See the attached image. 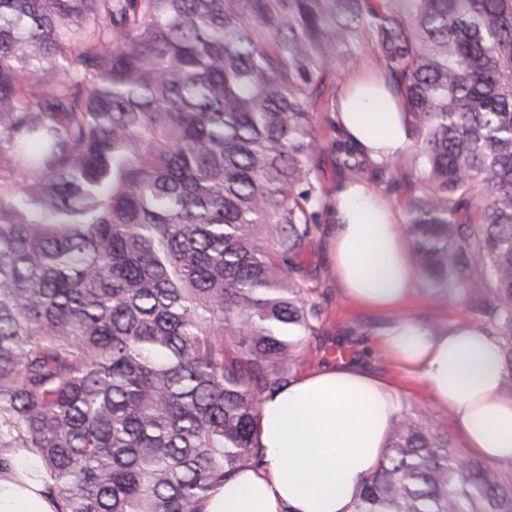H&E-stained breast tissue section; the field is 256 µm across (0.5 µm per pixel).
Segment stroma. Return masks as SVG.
Listing matches in <instances>:
<instances>
[{
	"label": "stroma",
	"instance_id": "1",
	"mask_svg": "<svg viewBox=\"0 0 512 512\" xmlns=\"http://www.w3.org/2000/svg\"><path fill=\"white\" fill-rule=\"evenodd\" d=\"M336 114L332 104H324L314 113L313 123L318 130L321 151L319 160L323 169L321 181L324 195H331L338 182L346 179V172L336 166L333 143L340 133L335 130ZM318 231L305 257V287L313 295L325 298L328 318L319 336L306 339L292 368L293 375L327 365L346 361L391 380L399 399L407 407L425 408L434 424L447 431L457 450H464V442L447 409L437 406L430 397L427 385L409 378L402 369L385 356L379 348L383 332L394 316L361 307L347 300L336 281L331 252V233L334 224L330 210L320 211ZM408 315L420 322L444 329L457 323L473 322L474 316L466 306L456 282H448L441 291H434L423 275H416L414 296L406 308Z\"/></svg>",
	"mask_w": 512,
	"mask_h": 512
}]
</instances>
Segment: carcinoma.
<instances>
[{"mask_svg":"<svg viewBox=\"0 0 512 512\" xmlns=\"http://www.w3.org/2000/svg\"><path fill=\"white\" fill-rule=\"evenodd\" d=\"M356 46L415 149L411 252L512 375V0H0V477L56 512H200L327 317L311 109ZM336 166H364L348 140ZM352 512H512L401 409Z\"/></svg>","mask_w":512,"mask_h":512,"instance_id":"carcinoma-1","label":"carcinoma"}]
</instances>
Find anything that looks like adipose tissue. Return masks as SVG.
Masks as SVG:
<instances>
[{"label":"adipose tissue","mask_w":512,"mask_h":512,"mask_svg":"<svg viewBox=\"0 0 512 512\" xmlns=\"http://www.w3.org/2000/svg\"><path fill=\"white\" fill-rule=\"evenodd\" d=\"M337 120L376 162L406 152L404 116L370 77L352 80ZM331 248L344 296L395 313L380 338L407 374L424 379L448 410L468 451L512 463V391L504 387L499 347L478 324L439 330L406 315L414 265L391 204L354 182L333 198ZM397 408L388 380L354 365L311 370L261 404L258 445L264 463L210 491L203 512H351L353 495L380 461ZM38 480H0V512H55Z\"/></svg>","instance_id":"obj_1"}]
</instances>
